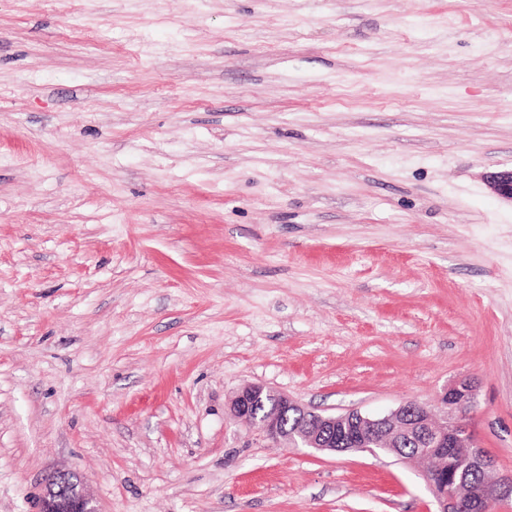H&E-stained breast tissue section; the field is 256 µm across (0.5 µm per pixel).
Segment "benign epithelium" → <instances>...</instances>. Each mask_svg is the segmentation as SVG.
I'll return each instance as SVG.
<instances>
[{"label": "benign epithelium", "instance_id": "benign-epithelium-1", "mask_svg": "<svg viewBox=\"0 0 512 512\" xmlns=\"http://www.w3.org/2000/svg\"><path fill=\"white\" fill-rule=\"evenodd\" d=\"M487 188L502 200L512 203V167L492 169L483 176ZM477 404L476 386L465 378L450 384L432 411L417 402H407L390 412L371 416L353 409L342 414H321L309 410L285 394L263 385L249 384L233 398L232 414L247 425L257 427L267 438L285 442L292 448H313L317 451L345 452L376 441L384 445L382 452L401 460H414L402 444L412 441L425 444L439 454L451 453L466 461L481 476L472 482L462 479L456 471L440 467L448 491H439L438 484L428 486L434 496L436 512H489V505L512 498V475H491L492 460L478 451L466 414ZM40 512H99L93 499L70 473H57L48 480L47 491L40 503Z\"/></svg>", "mask_w": 512, "mask_h": 512}]
</instances>
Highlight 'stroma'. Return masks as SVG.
Wrapping results in <instances>:
<instances>
[{"label": "stroma", "mask_w": 512, "mask_h": 512, "mask_svg": "<svg viewBox=\"0 0 512 512\" xmlns=\"http://www.w3.org/2000/svg\"><path fill=\"white\" fill-rule=\"evenodd\" d=\"M512 0H0V512H436L266 440L467 378L512 474ZM483 179L494 195L512 203V167L487 171ZM40 512H99L80 481L70 473H57L48 480L47 491L40 503Z\"/></svg>", "instance_id": "obj_1"}]
</instances>
